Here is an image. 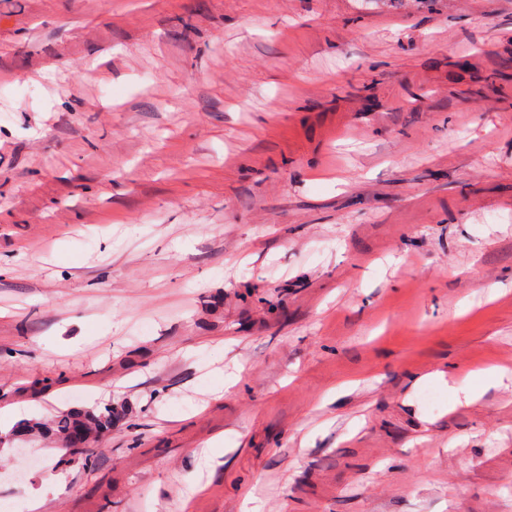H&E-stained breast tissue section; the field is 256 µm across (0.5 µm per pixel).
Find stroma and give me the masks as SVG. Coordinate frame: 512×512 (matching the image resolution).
I'll use <instances>...</instances> for the list:
<instances>
[{
	"label": "stroma",
	"instance_id": "obj_1",
	"mask_svg": "<svg viewBox=\"0 0 512 512\" xmlns=\"http://www.w3.org/2000/svg\"><path fill=\"white\" fill-rule=\"evenodd\" d=\"M496 365L512 0H0V512H512ZM116 414L118 411L112 407V404L106 405L101 410L67 412L54 421L53 431L65 437L75 423L83 422L92 432L107 433L112 430Z\"/></svg>",
	"mask_w": 512,
	"mask_h": 512
}]
</instances>
